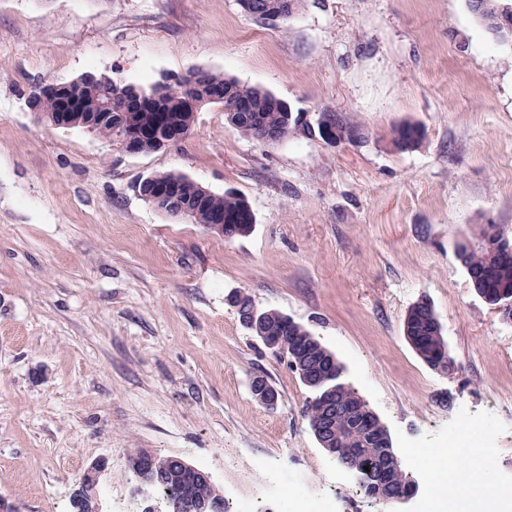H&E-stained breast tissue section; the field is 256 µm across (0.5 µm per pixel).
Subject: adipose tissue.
Instances as JSON below:
<instances>
[{
  "mask_svg": "<svg viewBox=\"0 0 512 512\" xmlns=\"http://www.w3.org/2000/svg\"><path fill=\"white\" fill-rule=\"evenodd\" d=\"M426 465L438 483L448 485L455 490L483 488L493 493L495 483L485 468L473 458L469 448H459L455 452L441 450L427 455Z\"/></svg>",
  "mask_w": 512,
  "mask_h": 512,
  "instance_id": "obj_1",
  "label": "adipose tissue"
}]
</instances>
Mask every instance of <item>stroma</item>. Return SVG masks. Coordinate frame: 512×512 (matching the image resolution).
<instances>
[{
	"instance_id": "1",
	"label": "stroma",
	"mask_w": 512,
	"mask_h": 512,
	"mask_svg": "<svg viewBox=\"0 0 512 512\" xmlns=\"http://www.w3.org/2000/svg\"><path fill=\"white\" fill-rule=\"evenodd\" d=\"M224 73L293 109L329 110L359 142L292 135L265 145L222 107L177 145L133 155L82 128L38 123L29 90L88 70L145 84ZM419 125L398 150L394 130ZM177 172L236 191L252 232L227 239L138 195ZM512 239V46L468 0H302L256 22L239 0H0V497L19 512H72L91 463L107 512H142L140 450L209 472L226 497L283 512L276 471L335 512H418L444 492L410 452L441 449L460 420L496 425L486 465L512 483V323L456 257L479 225ZM247 292L309 328L388 429L416 494L368 496L329 457L296 374L226 301ZM432 305L456 363L425 365L403 336ZM277 390L275 409L251 393ZM251 392L253 397L267 408L273 409L278 404V392L263 376L253 378Z\"/></svg>"
}]
</instances>
